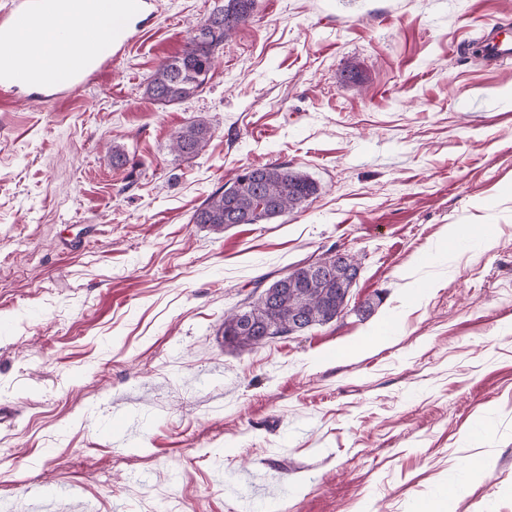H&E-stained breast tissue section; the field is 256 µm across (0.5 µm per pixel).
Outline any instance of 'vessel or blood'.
I'll return each mask as SVG.
<instances>
[{
	"mask_svg": "<svg viewBox=\"0 0 512 512\" xmlns=\"http://www.w3.org/2000/svg\"><path fill=\"white\" fill-rule=\"evenodd\" d=\"M64 11L79 20L73 33H33L36 20L51 19ZM99 11L111 14V34L101 33L95 24ZM153 13L152 0H9L0 9V96L24 89L30 98L43 102L70 98L98 70L126 56L138 30ZM69 37L80 47L72 59L57 52ZM480 44L487 62L512 61V27L492 25L483 31ZM23 55L38 60L39 69L22 66L19 58Z\"/></svg>",
	"mask_w": 512,
	"mask_h": 512,
	"instance_id": "1",
	"label": "vessel or blood"
}]
</instances>
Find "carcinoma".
Here are the masks:
<instances>
[{
    "instance_id": "1",
    "label": "carcinoma",
    "mask_w": 512,
    "mask_h": 512,
    "mask_svg": "<svg viewBox=\"0 0 512 512\" xmlns=\"http://www.w3.org/2000/svg\"><path fill=\"white\" fill-rule=\"evenodd\" d=\"M256 0H224L193 36L182 54L162 61L150 76L146 93L163 105L179 104L196 95L206 84L214 53L252 17ZM210 126L190 122L172 139L171 149L181 157H195L208 145ZM318 192V184L305 172L288 164L248 167L210 194L195 210L193 221L214 233L232 224H263L291 212ZM324 256L297 264L288 271V287L281 289L277 306L264 292L246 298L242 313L248 323L238 324V313L224 318V341L236 349L251 351L275 336L288 333V316H301L312 326L330 323L344 311L355 284L352 258L333 267L322 279L312 272Z\"/></svg>"
}]
</instances>
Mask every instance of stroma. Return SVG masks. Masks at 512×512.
I'll return each mask as SVG.
<instances>
[{
	"label": "stroma",
	"mask_w": 512,
	"mask_h": 512,
	"mask_svg": "<svg viewBox=\"0 0 512 512\" xmlns=\"http://www.w3.org/2000/svg\"><path fill=\"white\" fill-rule=\"evenodd\" d=\"M223 2L155 0L70 99L0 101V512H415L454 480L451 512H512V63L457 51L512 0H256L202 92L151 100ZM271 163L317 182L304 208L193 223ZM331 249L360 262L341 317L225 344ZM210 138L211 129L205 121H192L173 136L171 149L178 156L195 157L207 147Z\"/></svg>",
	"instance_id": "obj_1"
}]
</instances>
